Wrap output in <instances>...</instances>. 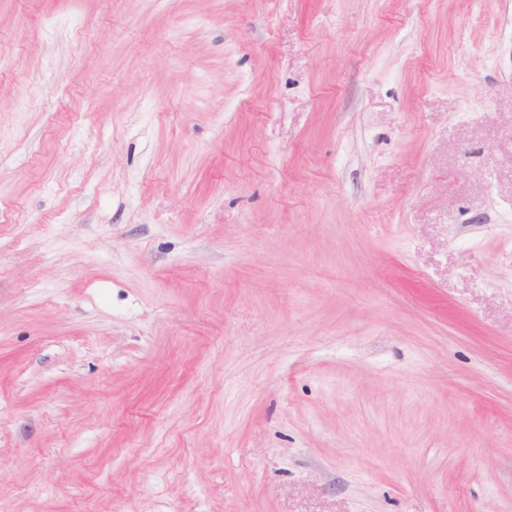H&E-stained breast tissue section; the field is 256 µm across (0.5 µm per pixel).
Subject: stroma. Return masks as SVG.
Wrapping results in <instances>:
<instances>
[{
    "label": "stroma",
    "mask_w": 512,
    "mask_h": 512,
    "mask_svg": "<svg viewBox=\"0 0 512 512\" xmlns=\"http://www.w3.org/2000/svg\"><path fill=\"white\" fill-rule=\"evenodd\" d=\"M0 512H512V0H0Z\"/></svg>",
    "instance_id": "obj_1"
}]
</instances>
